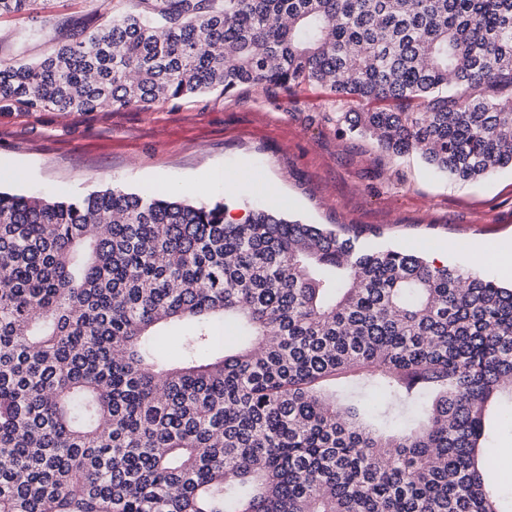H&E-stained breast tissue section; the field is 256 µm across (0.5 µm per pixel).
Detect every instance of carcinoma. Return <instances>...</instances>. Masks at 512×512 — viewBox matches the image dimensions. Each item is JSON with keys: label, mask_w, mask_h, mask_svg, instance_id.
I'll return each instance as SVG.
<instances>
[{"label": "carcinoma", "mask_w": 512, "mask_h": 512, "mask_svg": "<svg viewBox=\"0 0 512 512\" xmlns=\"http://www.w3.org/2000/svg\"><path fill=\"white\" fill-rule=\"evenodd\" d=\"M132 2L1 60L0 108L324 86L382 154L512 169V0ZM226 211L0 191V512H502L481 457L512 285L378 229ZM420 400L400 432L368 423Z\"/></svg>", "instance_id": "1"}]
</instances>
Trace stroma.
<instances>
[{
	"mask_svg": "<svg viewBox=\"0 0 512 512\" xmlns=\"http://www.w3.org/2000/svg\"><path fill=\"white\" fill-rule=\"evenodd\" d=\"M108 0H55L31 21L0 20V59L36 61L73 30L110 16ZM30 29L21 37V29ZM332 94L320 87L268 94L244 88L97 112L0 109V190L82 197L112 187L177 191L193 202L225 201L241 217L258 204L337 231L377 228L384 242L410 244L498 279L478 257L512 245V170L474 182L449 179L410 154L393 159L367 139L324 121ZM243 179L234 193L225 181ZM490 480L512 512V409L492 422Z\"/></svg>",
	"mask_w": 512,
	"mask_h": 512,
	"instance_id": "obj_1",
	"label": "stroma"
}]
</instances>
